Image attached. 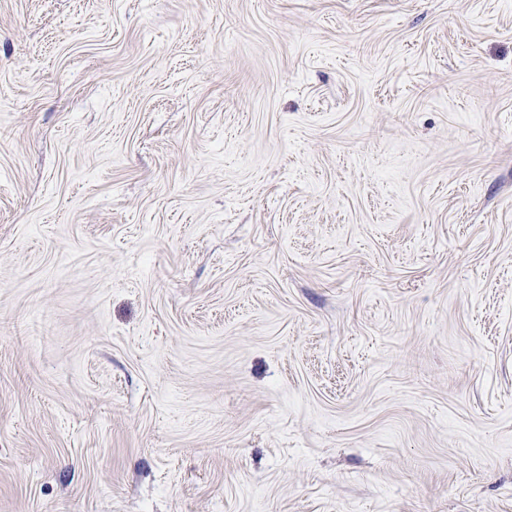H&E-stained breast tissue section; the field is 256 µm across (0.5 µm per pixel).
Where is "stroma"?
<instances>
[{
  "instance_id": "1",
  "label": "stroma",
  "mask_w": 512,
  "mask_h": 512,
  "mask_svg": "<svg viewBox=\"0 0 512 512\" xmlns=\"http://www.w3.org/2000/svg\"><path fill=\"white\" fill-rule=\"evenodd\" d=\"M0 512H512V0H0Z\"/></svg>"
}]
</instances>
